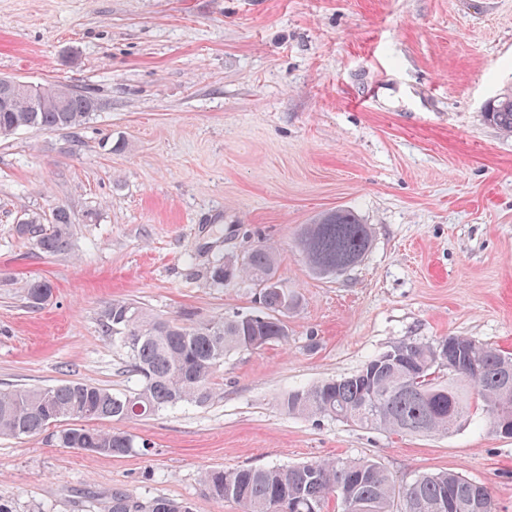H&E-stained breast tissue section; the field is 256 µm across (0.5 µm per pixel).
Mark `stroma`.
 Instances as JSON below:
<instances>
[{
    "label": "stroma",
    "instance_id": "35a3bbf8",
    "mask_svg": "<svg viewBox=\"0 0 512 512\" xmlns=\"http://www.w3.org/2000/svg\"><path fill=\"white\" fill-rule=\"evenodd\" d=\"M0 75L97 102L80 127L0 139V388H134L105 306L251 310L253 289L207 271L260 243L299 298L287 341L227 357L211 403L120 422L136 452L0 437L1 502L107 512L121 489L240 512L206 493L205 469L369 458L401 486L458 472L512 512V435H401L281 406L401 342L512 354V135L484 114L512 92V0H0ZM59 205L76 217L69 251L17 237ZM338 209L373 241L322 277L297 237ZM34 278L53 286L38 309L21 290Z\"/></svg>",
    "mask_w": 512,
    "mask_h": 512
}]
</instances>
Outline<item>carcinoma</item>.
<instances>
[{
  "mask_svg": "<svg viewBox=\"0 0 512 512\" xmlns=\"http://www.w3.org/2000/svg\"><path fill=\"white\" fill-rule=\"evenodd\" d=\"M95 99L75 92L68 110L47 100L38 112H0V138L21 129L53 131L81 126L95 109ZM487 120L512 133V93L490 102ZM72 213L58 206L46 216L33 215L15 225L20 238L45 255L70 246ZM372 242L370 225L350 210H336L306 224L298 245L317 275L342 272L358 263ZM211 284L242 281L255 288L258 306L251 312L200 321L156 318L140 306L114 299L101 314L104 332L123 350L136 388L126 392L71 381L50 387L0 390V435L36 437L59 426L51 439L60 447L108 456H125L146 444L117 429H99L94 421H123L152 416L179 404L203 406L220 394L216 374L224 359L288 338L283 316L297 305L276 271L273 248L258 244L242 260H217L208 271ZM36 308L52 295V284L33 279L23 285ZM450 342L458 359L474 372L444 371ZM371 376L362 371L328 379L288 393L283 409L302 417L327 416L360 427L407 435L451 434L470 422L473 403L481 404L487 424L499 432L512 427V355L465 336L400 343L372 360ZM202 484L212 498L233 501L241 512H323L336 497L341 512H495L489 489L456 472L417 476L396 487L387 470L370 460H323L289 469L278 467L210 468ZM108 512H186V505L159 497L147 503L122 490L112 493Z\"/></svg>",
  "mask_w": 512,
  "mask_h": 512,
  "instance_id": "obj_1",
  "label": "carcinoma"
}]
</instances>
